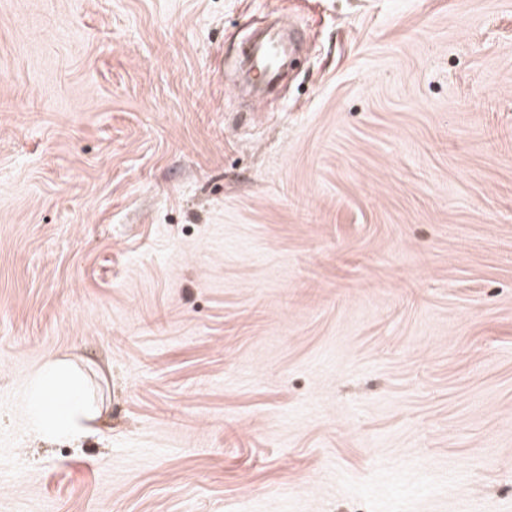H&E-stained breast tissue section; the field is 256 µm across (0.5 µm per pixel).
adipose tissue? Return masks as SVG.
<instances>
[{
	"mask_svg": "<svg viewBox=\"0 0 512 512\" xmlns=\"http://www.w3.org/2000/svg\"><path fill=\"white\" fill-rule=\"evenodd\" d=\"M62 393L67 396L64 408L58 413H49V404ZM28 406L36 432L46 438H80L95 418L85 402L81 381L66 363L55 359L48 360L31 379Z\"/></svg>",
	"mask_w": 512,
	"mask_h": 512,
	"instance_id": "obj_1",
	"label": "adipose tissue"
}]
</instances>
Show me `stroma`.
<instances>
[{
  "mask_svg": "<svg viewBox=\"0 0 512 512\" xmlns=\"http://www.w3.org/2000/svg\"><path fill=\"white\" fill-rule=\"evenodd\" d=\"M0 512H512V0H0ZM290 48V43L279 32L269 30L252 43L250 52L252 69L258 72L263 81H275ZM60 393L67 395V402L60 412L50 414L48 406ZM27 395L33 427L45 438L78 439L89 430L87 422L96 418L85 402L81 381L62 361L48 360L31 379Z\"/></svg>",
  "mask_w": 512,
  "mask_h": 512,
  "instance_id": "stroma-1",
  "label": "stroma"
}]
</instances>
